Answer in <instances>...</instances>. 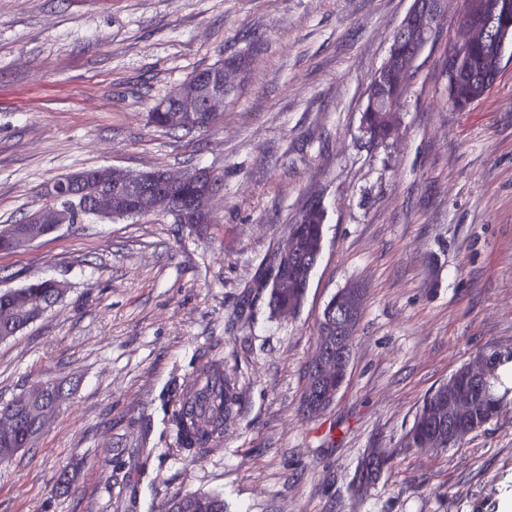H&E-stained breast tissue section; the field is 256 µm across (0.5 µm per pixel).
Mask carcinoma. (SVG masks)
Listing matches in <instances>:
<instances>
[{
    "mask_svg": "<svg viewBox=\"0 0 512 512\" xmlns=\"http://www.w3.org/2000/svg\"><path fill=\"white\" fill-rule=\"evenodd\" d=\"M501 72L500 57L491 46L485 44L467 48L463 69L458 74L459 105L466 107L469 97L485 95ZM149 123L169 131L182 126L172 121V113L153 109L148 114ZM362 121L371 130V137L384 143L388 128L400 122L396 112H365ZM324 211L311 205L290 225L289 237L295 239L297 255L294 263L281 266L268 273L258 282V287L269 289V306L278 312L283 308H295L306 296L311 275L308 269L320 252L323 242ZM64 293L54 288L51 280H37L20 288L0 292V307L7 305L24 311L44 310L59 303ZM487 361L488 371L484 379L470 377L467 364H462L448 377V381L428 394L420 406L412 426L402 436L407 448H433L446 451L459 444L455 435L465 438L490 424L502 408L512 403V347H493L477 353L474 360ZM44 407L54 414L62 394L59 386L44 384ZM458 395L470 399L471 407L463 416L448 413L449 403ZM240 405V395L235 383L224 376V364L213 361L201 369L194 382L180 394L178 408L171 415V423L177 434L179 446L200 454L210 444L224 436V426L234 419ZM41 427L24 421L13 430L11 436L0 435V461L11 459L24 442H33ZM392 453L378 448L360 459L351 485L361 494L379 480L391 467ZM169 512H227L224 499L209 494H187L174 499Z\"/></svg>",
    "mask_w": 512,
    "mask_h": 512,
    "instance_id": "carcinoma-1",
    "label": "carcinoma"
}]
</instances>
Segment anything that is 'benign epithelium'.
Instances as JSON below:
<instances>
[{"mask_svg":"<svg viewBox=\"0 0 512 512\" xmlns=\"http://www.w3.org/2000/svg\"><path fill=\"white\" fill-rule=\"evenodd\" d=\"M446 0H413L412 6L394 34L387 60L376 71L367 92V109L381 105L391 111H404V103L412 75L425 47L443 13ZM501 0H484V12L463 15L457 45H474L489 41L495 32ZM464 62L463 55L448 59V95L456 94V78ZM239 72L235 65H223L215 85L205 86L191 78L174 87L159 109L175 103L174 120L198 129L214 124L215 117L224 107L225 94L233 89L231 77ZM85 177L79 174L59 178L48 189L50 203L41 208L33 224H27L12 235L16 249L28 247L73 223V213L87 207L101 218L133 217L163 208L173 210L172 216L180 224H210L213 215L210 202L220 188L221 181L206 169H197L182 176L164 170L141 173L126 172L122 177L112 174V169L102 168L84 192L73 189L83 185ZM342 308L336 316L325 322L319 332L317 349L309 371L312 379L336 374L340 367L347 368L349 344L356 332L363 305L362 291L355 288L340 299ZM43 388L35 387L23 397L25 409L36 422L45 423L49 418L40 409ZM20 420L15 407L0 408V431L8 434Z\"/></svg>","mask_w":512,"mask_h":512,"instance_id":"obj_1","label":"benign epithelium"}]
</instances>
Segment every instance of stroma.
<instances>
[{
	"instance_id": "1",
	"label": "stroma",
	"mask_w": 512,
	"mask_h": 512,
	"mask_svg": "<svg viewBox=\"0 0 512 512\" xmlns=\"http://www.w3.org/2000/svg\"><path fill=\"white\" fill-rule=\"evenodd\" d=\"M412 0H0V225L92 167L205 168L222 190L199 231L159 212L63 226L0 251V290L43 278L64 300L0 342V403L41 382L69 400L0 463V512H502L512 499V407L445 452L405 448L424 396L478 351L512 346V45L493 88L448 101L460 0L418 60L397 136L370 144L365 91ZM244 57L203 132L147 115L190 74ZM326 215L301 309L257 286L308 204ZM365 290L347 380L300 414L317 325ZM240 407L206 454L179 450L170 412L207 361ZM390 469L362 496L364 452ZM372 449L376 452L368 456L365 452L354 471L351 485L355 494L367 491L391 467L392 453L387 448ZM169 512H227L224 499L209 494H187L174 499Z\"/></svg>"
}]
</instances>
